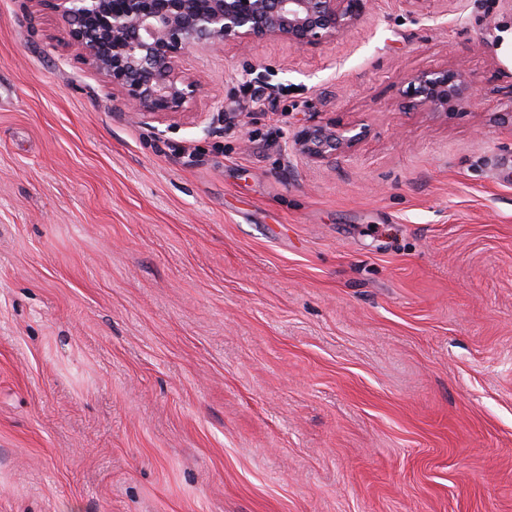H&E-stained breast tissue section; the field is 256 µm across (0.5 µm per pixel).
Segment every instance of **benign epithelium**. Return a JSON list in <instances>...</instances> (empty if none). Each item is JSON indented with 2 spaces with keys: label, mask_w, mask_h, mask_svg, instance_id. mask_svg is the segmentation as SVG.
<instances>
[{
  "label": "benign epithelium",
  "mask_w": 512,
  "mask_h": 512,
  "mask_svg": "<svg viewBox=\"0 0 512 512\" xmlns=\"http://www.w3.org/2000/svg\"><path fill=\"white\" fill-rule=\"evenodd\" d=\"M84 64L122 95V105L149 123L180 111L198 88L179 75L181 57L198 46L281 38L298 48L334 40L373 8L374 0H46ZM407 96L438 111L473 103L477 88L459 69L412 76ZM360 134L310 124L298 151L323 160Z\"/></svg>",
  "instance_id": "1"
}]
</instances>
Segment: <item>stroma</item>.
<instances>
[{
    "label": "stroma",
    "mask_w": 512,
    "mask_h": 512,
    "mask_svg": "<svg viewBox=\"0 0 512 512\" xmlns=\"http://www.w3.org/2000/svg\"><path fill=\"white\" fill-rule=\"evenodd\" d=\"M458 66L467 108L407 104ZM180 71L143 123L0 0V512H512V5ZM351 132L323 124H310L297 133L295 145L300 153L316 160H323L336 154V151L349 147L360 138L361 133Z\"/></svg>",
    "instance_id": "1"
}]
</instances>
